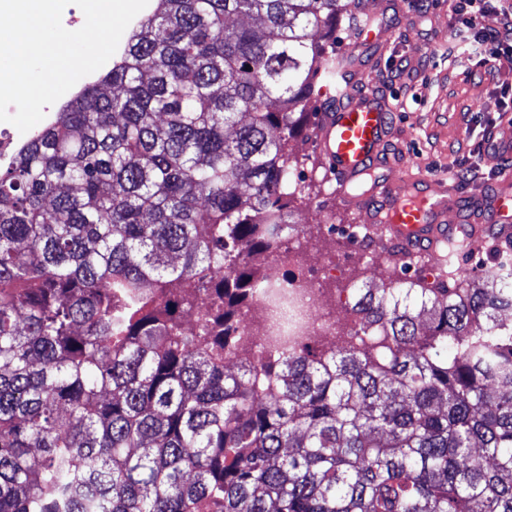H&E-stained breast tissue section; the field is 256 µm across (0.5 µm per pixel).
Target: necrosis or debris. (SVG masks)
<instances>
[{"label": "necrosis or debris", "instance_id": "1", "mask_svg": "<svg viewBox=\"0 0 512 512\" xmlns=\"http://www.w3.org/2000/svg\"><path fill=\"white\" fill-rule=\"evenodd\" d=\"M337 266L322 274L307 269L300 246L287 243L265 262L266 286L244 301L230 321L233 354L252 360L280 352L290 354L309 342L336 339L343 325L336 302L322 294L321 275H336Z\"/></svg>", "mask_w": 512, "mask_h": 512}]
</instances>
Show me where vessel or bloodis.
<instances>
[{"instance_id": "1", "label": "vessel or blood", "mask_w": 512, "mask_h": 512, "mask_svg": "<svg viewBox=\"0 0 512 512\" xmlns=\"http://www.w3.org/2000/svg\"><path fill=\"white\" fill-rule=\"evenodd\" d=\"M337 106L324 114L318 146L338 193L376 170L393 169L383 151L390 130V105L344 85ZM431 179L372 183L360 196H348L351 206L370 214L369 229L401 257H428L435 269L462 262L463 246L471 239H505L512 234V168L498 172L490 188L464 195L433 194Z\"/></svg>"}]
</instances>
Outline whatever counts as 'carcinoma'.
Wrapping results in <instances>:
<instances>
[{
  "label": "carcinoma",
  "instance_id": "carcinoma-1",
  "mask_svg": "<svg viewBox=\"0 0 512 512\" xmlns=\"http://www.w3.org/2000/svg\"><path fill=\"white\" fill-rule=\"evenodd\" d=\"M357 0H154L0 165V512H512V265L225 371Z\"/></svg>",
  "mask_w": 512,
  "mask_h": 512
}]
</instances>
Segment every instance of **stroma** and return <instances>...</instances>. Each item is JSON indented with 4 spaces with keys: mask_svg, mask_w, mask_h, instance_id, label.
<instances>
[{
    "mask_svg": "<svg viewBox=\"0 0 512 512\" xmlns=\"http://www.w3.org/2000/svg\"><path fill=\"white\" fill-rule=\"evenodd\" d=\"M414 0H364L366 9L386 21L378 35L380 45L363 50L348 22L336 27L334 37L323 42L330 55L356 57L363 90L386 97L394 104V118L387 148L399 160L389 180L410 178L424 172L433 177L454 176L459 163L473 160L486 181H493L505 161L488 153L469 154L476 138L474 128L497 120L505 110L501 85H512V70L489 65L466 72L446 53L455 21L448 0H431L426 15L417 14ZM412 59L413 72L394 69L400 57ZM330 83L313 79V92L305 101L303 130L290 138L288 150L297 162L301 193L288 211L292 233L301 238L311 267L332 260L348 262L344 275L323 280L336 297L351 300L357 288H380L400 279L427 281L429 262L405 260L366 234L368 215L347 207L325 180L324 163L316 151L322 115L333 100L325 90Z\"/></svg>",
    "mask_w": 512,
    "mask_h": 512,
    "instance_id": "obj_1",
    "label": "stroma"
}]
</instances>
